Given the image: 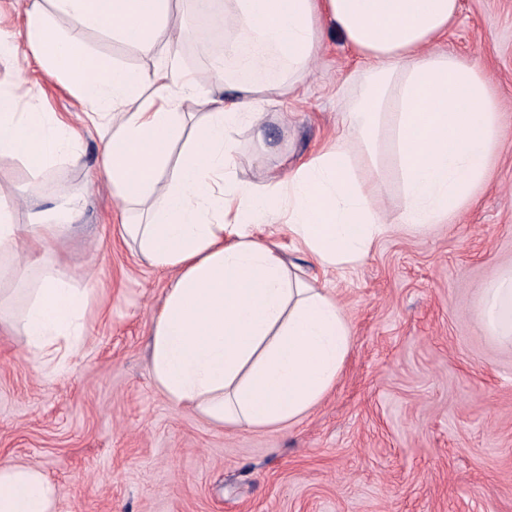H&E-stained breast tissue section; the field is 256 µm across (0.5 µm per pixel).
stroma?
Wrapping results in <instances>:
<instances>
[{
    "instance_id": "obj_1",
    "label": "stroma",
    "mask_w": 512,
    "mask_h": 512,
    "mask_svg": "<svg viewBox=\"0 0 512 512\" xmlns=\"http://www.w3.org/2000/svg\"><path fill=\"white\" fill-rule=\"evenodd\" d=\"M185 23L174 56H143L97 30L83 41L126 67L173 64L205 77L196 12ZM439 45L480 68L498 99L489 178L449 223L416 234L396 225L400 186L387 173L381 207L392 229L340 272L294 250L278 222L258 226L286 262L331 289L353 336L330 393L277 429L217 425L152 381L151 316L172 275L122 238L95 131L36 184L21 162L0 161L1 195L28 183L44 208L85 198L80 224L45 257L63 255L77 285L93 290L84 345L64 364L34 371L0 325V459L40 468L61 489L57 512H512V346L474 315L483 289L512 266V0H461ZM21 75L40 111H82L38 65H0V81ZM363 83L350 49L324 29L302 86L271 96L264 142L240 128L234 176L258 182L316 152Z\"/></svg>"
}]
</instances>
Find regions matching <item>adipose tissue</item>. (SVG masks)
I'll list each match as a JSON object with an SVG mask.
<instances>
[{
	"instance_id": "adipose-tissue-1",
	"label": "adipose tissue",
	"mask_w": 512,
	"mask_h": 512,
	"mask_svg": "<svg viewBox=\"0 0 512 512\" xmlns=\"http://www.w3.org/2000/svg\"><path fill=\"white\" fill-rule=\"evenodd\" d=\"M20 35L0 32V61L25 56L59 78L84 105L99 135L102 170L121 210L122 230L150 267L173 279L152 320L150 373L175 404L241 430L277 428L308 412L340 376L352 346L343 306L287 265L252 228L271 216L297 250L326 272L364 259L387 235L379 208L388 170L401 178L399 221L424 232L448 219L485 182L500 135V109L482 71L434 49L459 14V0H227L214 20L224 57L208 84L178 67L150 70L90 54L81 31L99 30L154 56L182 36L174 0H22ZM70 18L58 30L53 15ZM333 26L367 80L342 130L287 174L235 180L234 133L263 135V104L279 66L289 86L311 72L322 25ZM208 97L190 142H182L190 96ZM24 81L0 87V160L41 179L81 141L79 128L30 108ZM16 197H0V285H16L9 321L36 363L78 353L89 289L62 258L37 255L79 222L76 195L31 207L14 221ZM477 320L512 344V270L486 289ZM59 489L37 467L0 460V512H56Z\"/></svg>"
}]
</instances>
